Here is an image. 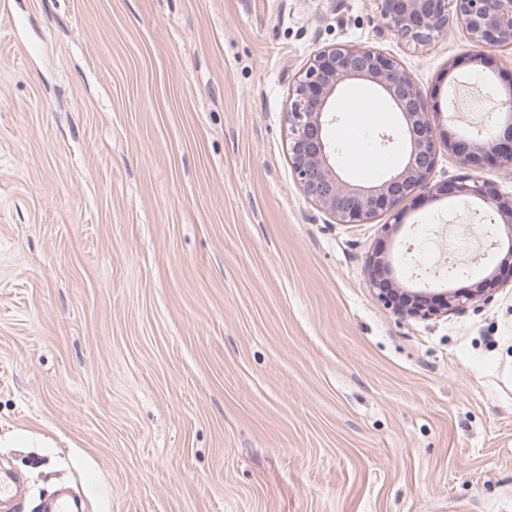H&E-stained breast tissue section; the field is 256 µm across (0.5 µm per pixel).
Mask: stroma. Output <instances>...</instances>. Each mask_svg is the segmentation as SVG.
Returning a JSON list of instances; mask_svg holds the SVG:
<instances>
[{
	"label": "stroma",
	"instance_id": "35a3bbf8",
	"mask_svg": "<svg viewBox=\"0 0 512 512\" xmlns=\"http://www.w3.org/2000/svg\"><path fill=\"white\" fill-rule=\"evenodd\" d=\"M370 45L437 130H491L512 49L456 25L414 49L378 0H0V470L39 512H512V286L429 320L378 302L472 288L500 260L480 205L422 198L332 224L288 159L310 57ZM328 126L342 177L386 179L401 122L378 92ZM395 140L380 147L378 135ZM478 243L449 277L446 235Z\"/></svg>",
	"mask_w": 512,
	"mask_h": 512
}]
</instances>
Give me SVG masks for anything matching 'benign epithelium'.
<instances>
[{
  "label": "benign epithelium",
  "mask_w": 512,
  "mask_h": 512,
  "mask_svg": "<svg viewBox=\"0 0 512 512\" xmlns=\"http://www.w3.org/2000/svg\"><path fill=\"white\" fill-rule=\"evenodd\" d=\"M383 29L415 48L429 46L448 34L453 21L466 32L478 53L472 60L489 63V52L512 49V0H379ZM374 84L398 112L408 159L397 173L380 184L357 189L336 173V152L326 137V126L336 119V97L348 80ZM505 111L499 113L495 140L480 136L437 137L430 120L428 97L413 76L393 57L373 46L331 45L310 57L292 88L287 112L288 157L305 199L336 224H367L387 212L399 216L401 205L430 189V196L473 197L500 216L499 231L507 250L497 269L480 287L400 289L383 250L367 258L370 287L379 302L403 317L431 319L487 300L506 280H512V199L503 197L490 182L466 174L453 184H431L444 146L464 167L512 164V83Z\"/></svg>",
  "instance_id": "benign-epithelium-1"
}]
</instances>
